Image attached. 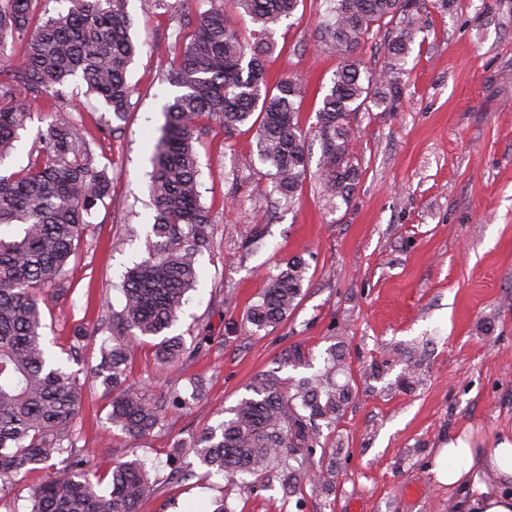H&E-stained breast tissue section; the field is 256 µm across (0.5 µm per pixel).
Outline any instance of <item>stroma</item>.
<instances>
[{
    "instance_id": "stroma-1",
    "label": "stroma",
    "mask_w": 512,
    "mask_h": 512,
    "mask_svg": "<svg viewBox=\"0 0 512 512\" xmlns=\"http://www.w3.org/2000/svg\"><path fill=\"white\" fill-rule=\"evenodd\" d=\"M436 2L419 0L423 31L398 107L373 106L352 121L363 161L347 199L329 198L316 178L318 138L306 141L310 169L288 205L272 193L264 166L241 165L257 153L254 127L229 135L211 124L199 135L198 190L213 246L198 257L199 282L170 333L203 349L165 368L147 336L127 364L148 400L175 390L186 404L133 440L110 424L98 383L75 426L90 459L144 462L153 489L137 512H212L219 499L229 512H448V489L430 471L436 448L464 430L491 448L512 431V0H454L447 11ZM211 6L187 0L148 16L129 0L142 47L127 72L135 92L125 120L79 79L66 88L61 112L83 124L112 179V199L98 205L77 251L70 293L43 309L50 348L68 371L99 365L125 302L124 275L147 255L150 158L163 108L177 93L164 79L171 57L160 48ZM327 7L304 0L276 26L278 47L264 59L270 82L302 83L307 130L338 65L319 42ZM295 256L308 264L296 309L273 328L243 323L268 276ZM223 290L232 304L220 303ZM297 346L310 367L284 365ZM331 348L350 365L354 394L323 428L326 451L310 457L311 480L286 487L270 473L243 491L200 473L194 456L173 461L175 448L217 425L255 375L306 376L322 370ZM412 362L419 377L406 391L398 377ZM176 465L191 478H171ZM60 466L52 459L1 486L0 512H28L31 486Z\"/></svg>"
}]
</instances>
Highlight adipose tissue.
Segmentation results:
<instances>
[{
  "mask_svg": "<svg viewBox=\"0 0 512 512\" xmlns=\"http://www.w3.org/2000/svg\"><path fill=\"white\" fill-rule=\"evenodd\" d=\"M432 471L448 488V512H512V494L501 490L512 481V438L492 448L476 447L466 434L449 438L437 449Z\"/></svg>",
  "mask_w": 512,
  "mask_h": 512,
  "instance_id": "1",
  "label": "adipose tissue"
}]
</instances>
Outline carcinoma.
<instances>
[{"mask_svg": "<svg viewBox=\"0 0 512 512\" xmlns=\"http://www.w3.org/2000/svg\"><path fill=\"white\" fill-rule=\"evenodd\" d=\"M53 15L38 0H0V165L17 149L28 117L22 96L57 101L71 77L99 97L119 120L129 112L127 71L139 44L130 29L128 0H66ZM301 0H230L199 16L178 50L165 80L180 89L165 106V122L151 156L150 196L155 241L127 274L125 303L113 316L112 347L102 348L93 377L112 390L109 420L133 439L160 425L165 409L182 406L179 395L155 402L128 382L124 365L142 336H163L198 281L197 257L211 246L209 211L201 204L194 143L205 125L231 134L256 126L258 161L268 168L274 191L291 201L308 172L307 133L299 124L301 85L268 82L264 56L276 48L272 26L290 17ZM417 0H329L320 43L339 57L332 86L318 110L321 142L317 179L333 198L346 199L361 171L362 153L350 119L373 102L391 110L402 96L410 45L421 27ZM248 16L257 28L239 27ZM392 28L384 64L362 68L356 50L373 28ZM24 34L20 53L8 52V36ZM38 136L27 164L0 173V480L14 478L62 457L63 467L33 492L29 512H136L152 483L137 461H114L92 474L72 440L86 382L67 372L49 352L43 305L69 291V265L90 226L95 207L111 197L112 178L95 165L82 125L57 110ZM305 261L294 258L271 276L245 322L256 330L288 319L302 296ZM181 338L163 336L157 355L175 364L186 355ZM327 372L289 385L261 373L247 395L224 409L180 449L206 474L222 473L242 490L246 476L271 469L283 485L302 473L291 461L320 445L318 421L333 422L353 393L342 356L328 349Z\"/></svg>", "mask_w": 512, "mask_h": 512, "instance_id": "obj_1", "label": "carcinoma"}]
</instances>
